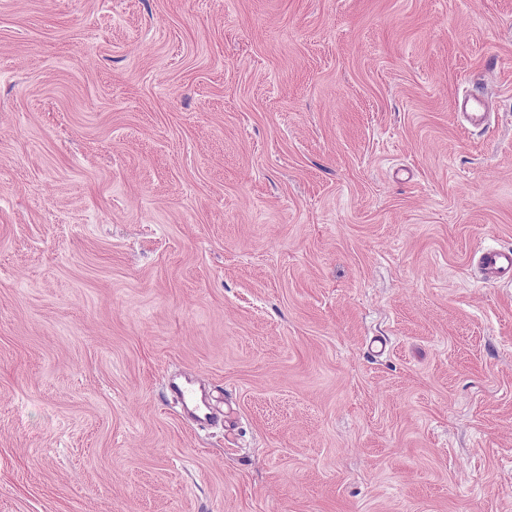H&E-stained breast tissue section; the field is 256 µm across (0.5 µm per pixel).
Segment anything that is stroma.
Listing matches in <instances>:
<instances>
[{"label": "stroma", "mask_w": 512, "mask_h": 512, "mask_svg": "<svg viewBox=\"0 0 512 512\" xmlns=\"http://www.w3.org/2000/svg\"><path fill=\"white\" fill-rule=\"evenodd\" d=\"M499 246L512 0H0V512H512ZM482 278L486 281H512V249L485 248L478 256Z\"/></svg>", "instance_id": "obj_1"}]
</instances>
